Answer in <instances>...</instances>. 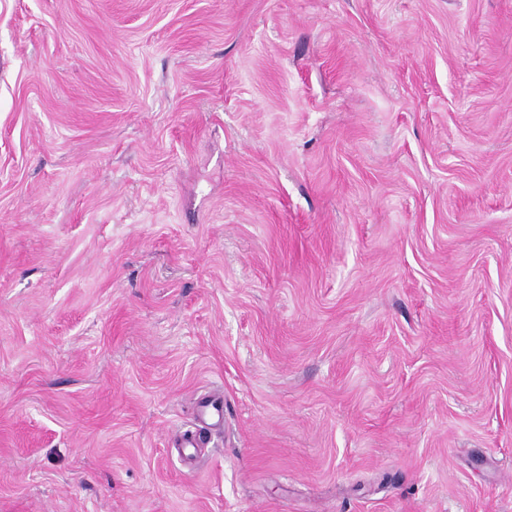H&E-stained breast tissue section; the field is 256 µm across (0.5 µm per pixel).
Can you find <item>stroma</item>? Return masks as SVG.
Instances as JSON below:
<instances>
[{
  "instance_id": "stroma-1",
  "label": "stroma",
  "mask_w": 512,
  "mask_h": 512,
  "mask_svg": "<svg viewBox=\"0 0 512 512\" xmlns=\"http://www.w3.org/2000/svg\"><path fill=\"white\" fill-rule=\"evenodd\" d=\"M0 512H512V0H0Z\"/></svg>"
}]
</instances>
